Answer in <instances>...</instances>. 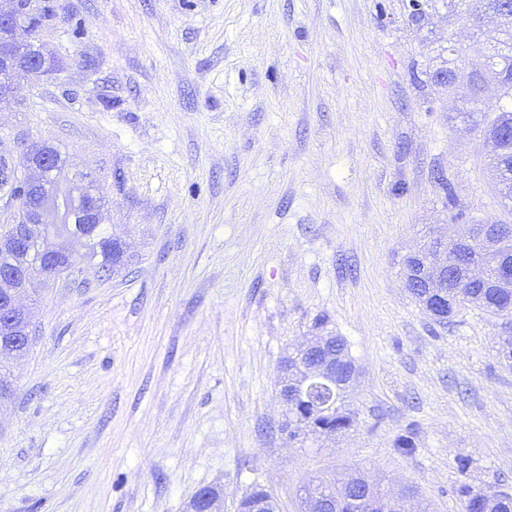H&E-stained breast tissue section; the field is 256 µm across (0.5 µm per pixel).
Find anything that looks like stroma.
<instances>
[{"label": "stroma", "mask_w": 512, "mask_h": 512, "mask_svg": "<svg viewBox=\"0 0 512 512\" xmlns=\"http://www.w3.org/2000/svg\"><path fill=\"white\" fill-rule=\"evenodd\" d=\"M51 74L0 105V157L69 156L125 248L36 281L34 330L0 356V512H224L252 487L301 512L360 469L461 512V479L512 485V364L499 319L434 321L403 259L453 224H512L489 145L438 73L483 62L448 0H32ZM453 199H446V191ZM348 345L359 423L288 442L278 365L317 318ZM411 433L415 449H394ZM473 466L461 475L456 456Z\"/></svg>", "instance_id": "obj_1"}]
</instances>
